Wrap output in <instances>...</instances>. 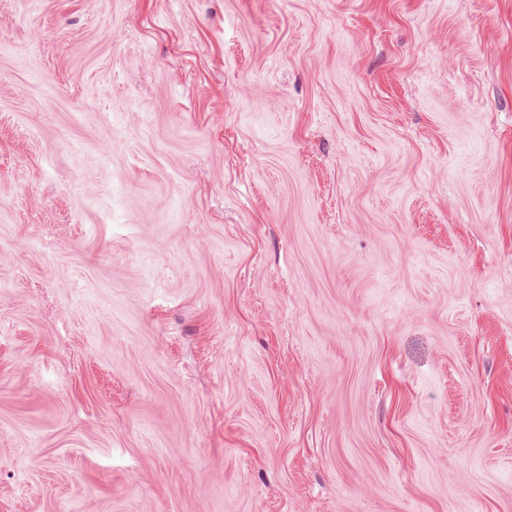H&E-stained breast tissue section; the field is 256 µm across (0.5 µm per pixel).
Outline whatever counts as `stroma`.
I'll return each mask as SVG.
<instances>
[{"mask_svg": "<svg viewBox=\"0 0 512 512\" xmlns=\"http://www.w3.org/2000/svg\"><path fill=\"white\" fill-rule=\"evenodd\" d=\"M0 512H512V0H0Z\"/></svg>", "mask_w": 512, "mask_h": 512, "instance_id": "stroma-1", "label": "stroma"}]
</instances>
